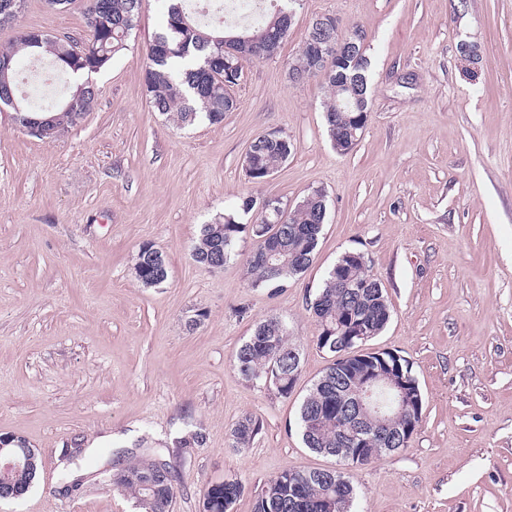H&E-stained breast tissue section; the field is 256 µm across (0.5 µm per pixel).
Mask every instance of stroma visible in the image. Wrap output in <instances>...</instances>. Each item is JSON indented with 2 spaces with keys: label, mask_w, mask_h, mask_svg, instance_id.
I'll return each instance as SVG.
<instances>
[{
  "label": "stroma",
  "mask_w": 512,
  "mask_h": 512,
  "mask_svg": "<svg viewBox=\"0 0 512 512\" xmlns=\"http://www.w3.org/2000/svg\"><path fill=\"white\" fill-rule=\"evenodd\" d=\"M166 8L142 0L125 48L88 76L92 112L58 138L0 112V434L42 458L28 494L0 512H137L103 473L116 450L169 447L181 472L170 512H199L206 487L231 478L244 485L232 512H254L277 474L335 468L305 447L298 414L332 360L308 304L348 250L369 257L394 308L366 351L410 360L423 395L408 448L345 467L355 512H512V0H299L277 53L245 63L235 110L185 128L143 87ZM321 14L366 34L370 119L345 155L322 79L288 78ZM30 28L89 36L82 0L64 11L25 0L0 48ZM463 41L480 63L461 59ZM275 130L297 150L252 183L245 152ZM316 189L327 218L288 288L249 287L247 234L222 271L193 260L202 225L242 197L292 205ZM146 244L168 267L154 288L134 271ZM271 315L303 351L287 397L233 364ZM247 414L260 432L233 447ZM194 433L201 443L176 447Z\"/></svg>",
  "instance_id": "35a3bbf8"
}]
</instances>
